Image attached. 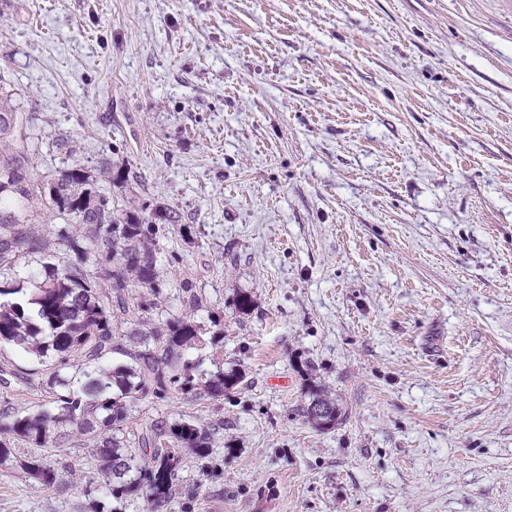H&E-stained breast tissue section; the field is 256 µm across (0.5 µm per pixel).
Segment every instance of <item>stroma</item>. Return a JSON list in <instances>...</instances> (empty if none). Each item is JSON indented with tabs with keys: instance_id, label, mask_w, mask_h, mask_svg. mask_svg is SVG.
<instances>
[{
	"instance_id": "obj_1",
	"label": "stroma",
	"mask_w": 512,
	"mask_h": 512,
	"mask_svg": "<svg viewBox=\"0 0 512 512\" xmlns=\"http://www.w3.org/2000/svg\"><path fill=\"white\" fill-rule=\"evenodd\" d=\"M0 75L39 177L178 215L160 311L220 321L203 367L244 375L133 411L218 430L161 512H512V0H0ZM44 226L7 277L74 261ZM3 363L49 404L48 364ZM11 452L0 512H143L84 445L43 450L51 487ZM319 405L324 407V414L320 416L313 412V409ZM303 412L307 420L320 429H329L336 426L341 418V411L336 407V403L317 392L313 394L312 400L303 409Z\"/></svg>"
}]
</instances>
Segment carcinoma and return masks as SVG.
Wrapping results in <instances>:
<instances>
[{
    "instance_id": "carcinoma-1",
    "label": "carcinoma",
    "mask_w": 512,
    "mask_h": 512,
    "mask_svg": "<svg viewBox=\"0 0 512 512\" xmlns=\"http://www.w3.org/2000/svg\"><path fill=\"white\" fill-rule=\"evenodd\" d=\"M29 123L0 91V199L15 209L0 210V268L24 248L43 249L36 225L52 213L75 222L70 246L76 261L62 269L47 264L41 277L24 287L0 279V346L10 345L39 360L51 359L46 385L54 401L50 408L19 411L0 405V466L11 461L8 442L21 440L31 448H60L65 439L80 436L100 462L104 488L115 499L142 498L148 512L174 494L183 453L204 456L215 442L216 429L192 416L158 417L126 437L124 425L147 399H214L243 382L239 371L221 370L203 379L200 363L187 358L193 350L215 344L224 335L217 320L210 324L188 317L159 316L157 246L160 227L146 218L119 213L81 167L41 180L30 163ZM112 264L110 292L98 288L92 267ZM142 289L134 297L132 288ZM113 353L127 362L101 360ZM87 361L78 388L61 375L70 357ZM324 407V414L313 409ZM309 422L329 429L340 421L336 403L315 393L303 409ZM19 467L43 485L56 483L55 471L31 456Z\"/></svg>"
}]
</instances>
